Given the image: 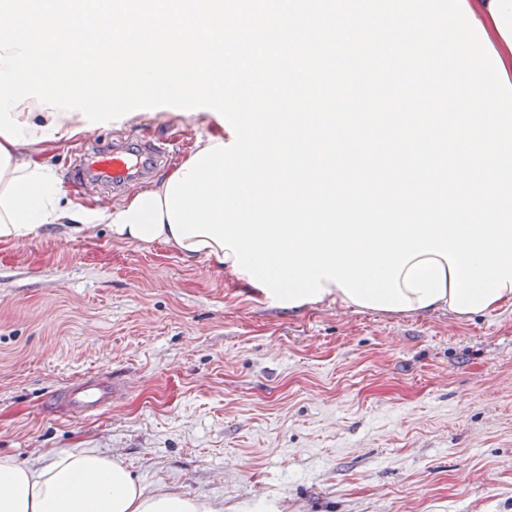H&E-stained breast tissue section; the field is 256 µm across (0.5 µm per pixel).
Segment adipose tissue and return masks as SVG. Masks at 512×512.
Here are the masks:
<instances>
[{"label":"adipose tissue","instance_id":"ef3b65f1","mask_svg":"<svg viewBox=\"0 0 512 512\" xmlns=\"http://www.w3.org/2000/svg\"><path fill=\"white\" fill-rule=\"evenodd\" d=\"M487 34L498 40L502 61L512 62V0H467ZM12 117L31 127L56 125L59 138L85 127L81 112L59 114L36 99L25 100ZM41 144H11L0 136V245L32 241L46 230L107 225L113 236L136 244L162 243L185 260L203 259L238 283L230 250L220 246L190 251L178 246L167 217L168 176L144 185L117 207L88 210L67 195L56 171L38 161ZM416 314L444 313L451 302V275L445 258L427 254L411 260L399 279ZM0 512H224L218 501L170 490H146L122 464L97 448L62 450L48 461L19 463L0 456Z\"/></svg>","mask_w":512,"mask_h":512}]
</instances>
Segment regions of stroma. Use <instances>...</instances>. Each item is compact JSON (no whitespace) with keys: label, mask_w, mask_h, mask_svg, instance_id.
Returning <instances> with one entry per match:
<instances>
[{"label":"stroma","mask_w":512,"mask_h":512,"mask_svg":"<svg viewBox=\"0 0 512 512\" xmlns=\"http://www.w3.org/2000/svg\"><path fill=\"white\" fill-rule=\"evenodd\" d=\"M201 131L161 106L90 138L151 136L183 159ZM87 140L38 158L74 201L126 203L131 189L68 179ZM95 372L122 386L107 409L50 411ZM69 448L224 512H512V308L464 321L288 310L103 224L0 246V454Z\"/></svg>","instance_id":"stroma-1"}]
</instances>
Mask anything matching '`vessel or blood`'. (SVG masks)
Returning <instances> with one entry per match:
<instances>
[{
    "label": "vessel or blood",
    "instance_id": "vessel-or-blood-1",
    "mask_svg": "<svg viewBox=\"0 0 512 512\" xmlns=\"http://www.w3.org/2000/svg\"><path fill=\"white\" fill-rule=\"evenodd\" d=\"M168 154L166 143L148 139L116 140L106 147L92 140L84 161L74 167L72 175L84 182H107L118 192L130 182L149 178L165 165ZM111 383L109 374H100L67 388L56 404L61 410L79 414L100 411L110 398Z\"/></svg>",
    "mask_w": 512,
    "mask_h": 512
}]
</instances>
